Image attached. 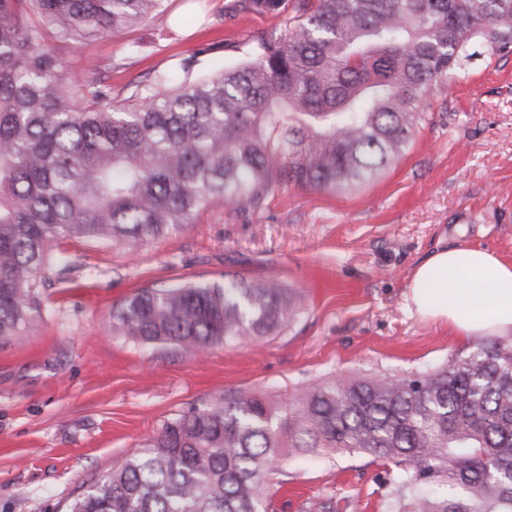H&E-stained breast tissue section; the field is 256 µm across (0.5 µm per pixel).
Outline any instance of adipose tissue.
Listing matches in <instances>:
<instances>
[{"mask_svg":"<svg viewBox=\"0 0 512 512\" xmlns=\"http://www.w3.org/2000/svg\"><path fill=\"white\" fill-rule=\"evenodd\" d=\"M418 312L448 322L463 336L512 334V261L459 245L432 254L413 272Z\"/></svg>","mask_w":512,"mask_h":512,"instance_id":"obj_1","label":"adipose tissue"}]
</instances>
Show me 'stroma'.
<instances>
[{"label": "stroma", "mask_w": 512, "mask_h": 512, "mask_svg": "<svg viewBox=\"0 0 512 512\" xmlns=\"http://www.w3.org/2000/svg\"><path fill=\"white\" fill-rule=\"evenodd\" d=\"M287 14L236 0H165L126 34L89 42L90 79L128 98L195 58L201 75L242 59V42L283 35ZM468 244L512 260V55L476 44L462 70L431 86L406 153L346 193L288 188L265 210L217 208L158 242L65 241L69 280L43 289L46 320L0 348V512H62L172 416L233 388L289 398L321 379L404 375L466 350L473 338L422 317L410 292L433 253ZM275 274L307 312L285 332L194 358L113 337L115 306L159 284ZM279 512H387L380 462L360 454L289 460Z\"/></svg>", "instance_id": "obj_1"}]
</instances>
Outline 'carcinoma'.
<instances>
[{
    "mask_svg": "<svg viewBox=\"0 0 512 512\" xmlns=\"http://www.w3.org/2000/svg\"><path fill=\"white\" fill-rule=\"evenodd\" d=\"M163 0H0V345L43 319L67 239L131 247L201 213L263 210L293 186L334 193L408 149L432 83L477 40L512 55V0H242L288 8L286 37L231 67L187 66L115 101L53 54L143 24ZM274 277L142 288L112 335L198 355L276 336L306 311ZM360 453L387 512H512V339L409 376L354 373L287 400L228 390L164 422L66 512H276L284 461Z\"/></svg>",
    "mask_w": 512,
    "mask_h": 512,
    "instance_id": "obj_1",
    "label": "carcinoma"
}]
</instances>
